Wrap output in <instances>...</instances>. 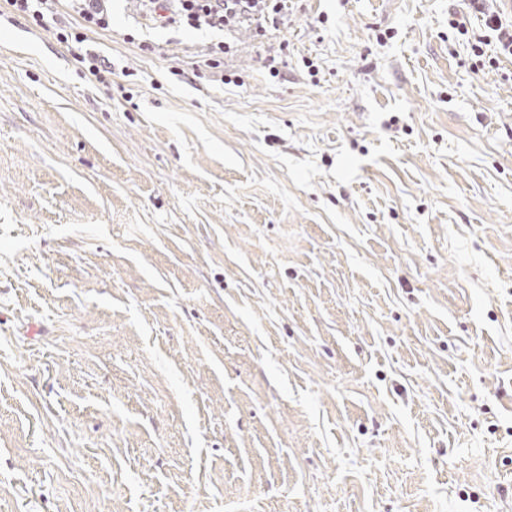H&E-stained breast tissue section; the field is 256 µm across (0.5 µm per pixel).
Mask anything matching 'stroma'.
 I'll list each match as a JSON object with an SVG mask.
<instances>
[{
    "label": "stroma",
    "instance_id": "1",
    "mask_svg": "<svg viewBox=\"0 0 512 512\" xmlns=\"http://www.w3.org/2000/svg\"><path fill=\"white\" fill-rule=\"evenodd\" d=\"M467 4L112 0L104 84L0 21V512H512V57ZM164 26L224 30L230 21L275 29L287 19L288 0H142Z\"/></svg>",
    "mask_w": 512,
    "mask_h": 512
}]
</instances>
